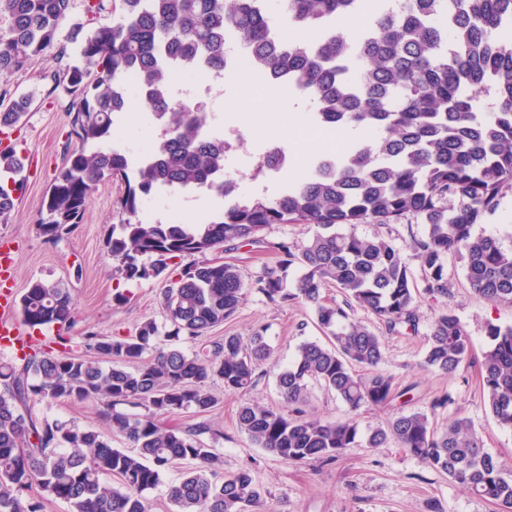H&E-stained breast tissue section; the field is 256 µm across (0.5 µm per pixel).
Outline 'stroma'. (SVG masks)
Masks as SVG:
<instances>
[{
  "mask_svg": "<svg viewBox=\"0 0 512 512\" xmlns=\"http://www.w3.org/2000/svg\"><path fill=\"white\" fill-rule=\"evenodd\" d=\"M57 64L53 54L35 59L22 73L0 79V98L13 100L33 95L25 121L12 132L16 150L25 159L24 188L15 207L0 222V237L17 247L14 289L24 293L36 280L64 282L74 299L75 322L71 335L93 331L103 336H122L145 319H155L160 332L170 328L162 295L163 280L128 282L114 272L115 263L106 249V238L114 224L125 220L122 199L126 185L121 180L100 184L91 194L84 215L69 232L52 239L40 234L42 200L56 170L66 159L65 143L70 130L71 96L66 86L57 85L53 75ZM285 115L256 108L244 123L224 119L227 128L241 127L245 137L233 160L237 166L253 169L269 143L283 134ZM355 231L364 237L381 236L393 241L409 266L418 290V329L391 331L370 312L358 309L361 321L381 336L386 350L384 369L397 389L408 390L407 401L387 407L362 409L359 420L368 429L385 424L397 411L427 412L436 428L455 418L469 420L474 433L497 460L505 477H512V430L502 428L484 405L480 360L489 340L487 324L512 325V305L494 304L475 293L455 259L446 262L448 295L434 298L423 290V271L411 248L413 239L423 236L424 226L413 218L393 224H360ZM314 227L303 224H274L266 228L256 245H232L213 250V257L234 262L244 278L246 298L224 325L210 336L230 331L247 337L263 330L274 356L263 376L247 396L214 385L218 404L205 417L210 430L201 439L224 456V470L253 472L271 494L276 512H500L492 501L471 493L448 474L426 466L414 456L389 443L381 448L358 446L346 449L331 463L289 464L255 446L237 425L242 399L277 406L279 366L291 361L298 346L322 338L310 306L298 299L283 304L269 303L257 281L265 269L279 260L277 246L288 243L299 250L311 239ZM124 301H116L115 293ZM449 310L460 320L472 342V357L454 374L443 375L424 365L426 334L436 314ZM448 395L444 407H433L434 397Z\"/></svg>",
  "mask_w": 512,
  "mask_h": 512,
  "instance_id": "obj_1",
  "label": "stroma"
}]
</instances>
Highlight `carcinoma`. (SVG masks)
Listing matches in <instances>:
<instances>
[{"label": "carcinoma", "mask_w": 512, "mask_h": 512, "mask_svg": "<svg viewBox=\"0 0 512 512\" xmlns=\"http://www.w3.org/2000/svg\"><path fill=\"white\" fill-rule=\"evenodd\" d=\"M71 7L72 0H0V14L9 19L0 31V76L26 71L51 50ZM112 11L110 24L71 31L74 59L64 47L56 55L74 96L70 134L76 140L44 197L40 232L56 238L79 223L93 190L112 179L126 183L128 218L112 226L106 247L126 281L165 278L175 260L226 243L257 244L272 224L317 227L297 252L280 244L277 268L258 285L272 304L297 298L311 306L331 345L302 342L276 373L282 405L243 402L240 431L292 464L333 461L348 448L393 440L512 512V478L502 475L466 420L455 419L438 434L426 414L401 411L385 427L360 429L361 409L386 407L404 393L380 369V336L351 311L367 310L390 330H414L416 289L391 242L342 230L419 219L425 232L411 247L427 294L448 297L445 259L454 255L478 294L512 304V249L473 232L496 209L502 189L512 186V45L497 39L512 27V0H112ZM356 13L366 25L350 36L342 23ZM284 21L315 39L290 35ZM232 44L248 53L245 70L253 79L303 98L315 124L361 127L374 139L320 157L273 199L231 195L224 131L181 98L174 76L224 77ZM129 76L158 130L149 153L135 161L111 145L112 129L133 101ZM482 91L492 99L478 112ZM31 103L28 95L1 107L0 129L18 127ZM283 153L265 150L253 177L285 171ZM23 169L14 147L0 149V218L14 209ZM163 190L211 193L224 199V212L206 224L141 221L143 200ZM292 266L299 270L294 294L284 286ZM331 284L343 290L346 307L325 302L323 290ZM245 297L236 265L185 264L163 295L172 343L158 344V326L147 319L128 336L88 332L86 354L75 355L70 289L61 281L33 282L20 297L23 320L53 326L56 334L19 358L0 359V512H44L54 500L70 512H148L149 493L177 461L190 467L168 488L175 512H272L270 493L251 470L223 474V455L200 439L206 423L176 428L160 422L188 410L210 412L218 403L210 391L215 381L241 393L255 386L258 370L273 358L261 333L245 341L226 332L191 353L178 346L224 324ZM486 335L485 404L511 430L512 326L490 324ZM470 353L460 320L442 311L427 334L425 367L451 374ZM312 382L335 393L352 416L335 422L308 415L302 405ZM43 401H99L102 427L38 418L32 405ZM114 438L129 442L133 452L112 447ZM112 475L119 485L108 481ZM34 486L40 493L31 496Z\"/></svg>", "instance_id": "obj_1"}]
</instances>
